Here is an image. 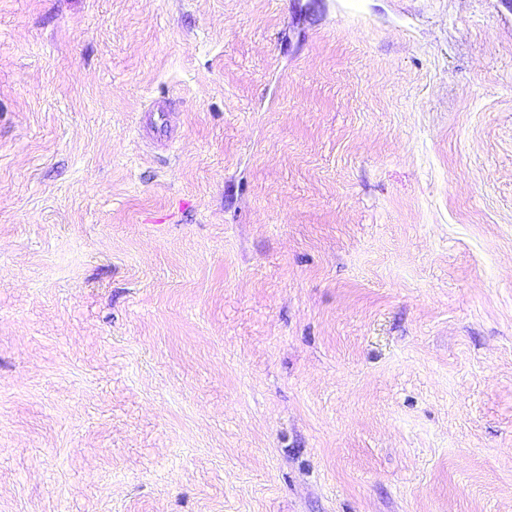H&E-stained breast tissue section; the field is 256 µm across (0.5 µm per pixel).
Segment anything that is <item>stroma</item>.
I'll list each match as a JSON object with an SVG mask.
<instances>
[{
    "label": "stroma",
    "instance_id": "stroma-1",
    "mask_svg": "<svg viewBox=\"0 0 512 512\" xmlns=\"http://www.w3.org/2000/svg\"><path fill=\"white\" fill-rule=\"evenodd\" d=\"M0 512H512V0H0ZM156 112H146L145 115V130L148 134L152 135L157 140H162L163 138L168 139L170 135L169 126L166 123V112H164V105L161 103H156L154 105ZM157 115V119L161 121L158 123L155 118Z\"/></svg>",
    "mask_w": 512,
    "mask_h": 512
}]
</instances>
